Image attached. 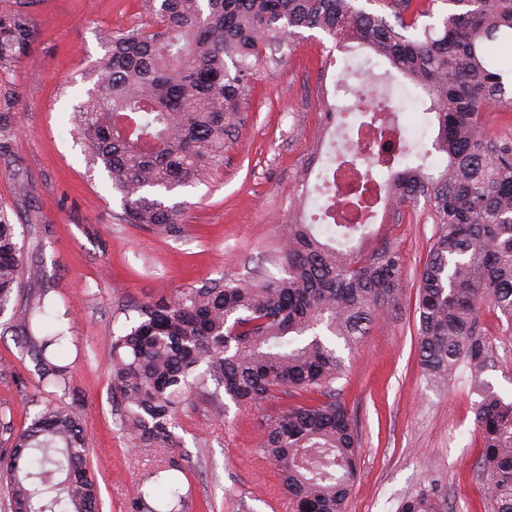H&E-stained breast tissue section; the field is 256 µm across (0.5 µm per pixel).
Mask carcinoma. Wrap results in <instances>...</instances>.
<instances>
[{"label":"carcinoma","mask_w":512,"mask_h":512,"mask_svg":"<svg viewBox=\"0 0 512 512\" xmlns=\"http://www.w3.org/2000/svg\"><path fill=\"white\" fill-rule=\"evenodd\" d=\"M450 5L440 27L419 26L433 5ZM146 21L112 37L101 81L75 113L73 129L89 163L101 167L121 197L119 220L165 233L178 229L179 188L208 181L224 163L240 125L253 73L277 59L266 49L301 29H319L336 46L356 43L383 58L429 101L437 134L416 154L400 141L389 99L372 93L366 70L349 90L355 103L332 113L344 124L357 111L373 140L359 148L377 167L354 183L347 201L370 223L379 202L393 209L424 201L438 225L420 273L417 343L424 370L446 383L460 363L471 368L480 396L475 423L478 467L492 512H512V400L482 378L490 360L481 322L485 302L512 322V137L483 133L488 104H512V73L495 48L512 46V0H430L405 20L410 0H394L395 21L354 0H140ZM31 30L22 13L0 15V68L26 56ZM442 162L428 163L432 152ZM357 156H338L321 175L322 193L338 188L337 172L357 170ZM322 224L295 207L282 227L288 277L260 284L213 280L174 300L136 307L138 317L112 337V395L121 428L133 441L168 453L129 496L131 512H182L191 491L175 455L178 409L190 396L215 404L220 394L257 404L315 391L323 402L288 405L266 417L259 447L276 467L294 512H345L357 475L359 438L334 384L344 364L336 344L351 345L373 319L398 303L402 256L382 246L370 254L349 244L355 224L336 222V201L319 206ZM16 225L0 214V310L20 276ZM45 295L17 305L15 335L32 344L46 394L67 388L66 368L47 352L65 343L51 333ZM88 448L76 412L46 405L0 460L13 512H97ZM399 512H448L438 487L403 500Z\"/></svg>","instance_id":"1"}]
</instances>
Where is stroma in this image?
<instances>
[{"label":"stroma","instance_id":"stroma-1","mask_svg":"<svg viewBox=\"0 0 512 512\" xmlns=\"http://www.w3.org/2000/svg\"><path fill=\"white\" fill-rule=\"evenodd\" d=\"M25 10L32 31L27 56L0 70V211L15 224L21 246V298L45 294L73 342L62 403L85 429L87 468L99 487L98 512H130L131 489L160 465L163 454L131 442L112 396V337L135 305L178 296L224 277L260 281L284 276L280 226L286 200L324 135L321 73L385 61L367 50L345 57L318 30L280 45L283 62L252 77L243 122L228 141L224 163L207 183L180 195L178 232L162 235L120 221L122 202L106 174L89 169L69 118L100 80L117 32L139 21L138 0H0V14ZM427 103L413 98L398 111L400 127L431 149L437 129ZM399 221L371 225L366 248L388 246L403 257L400 299L364 336L341 348L343 378L336 399L352 416L359 465L346 512H398L420 487L437 485L448 512H492L477 467L481 437L471 370L460 365L448 384L430 380L416 344L418 276L438 227L425 203H407ZM0 313V457L43 408L35 363ZM491 365L484 377L512 399V323L484 309ZM279 402L216 407L192 397L177 414L181 475L192 495L184 512H293L276 471L257 447L264 416Z\"/></svg>","mask_w":512,"mask_h":512}]
</instances>
